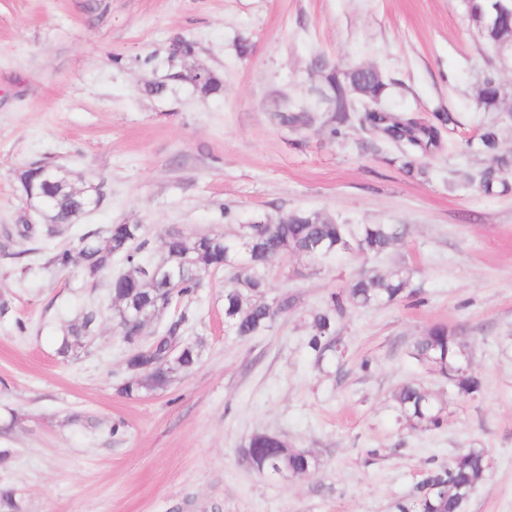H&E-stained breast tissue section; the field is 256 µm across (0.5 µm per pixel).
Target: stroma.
Segmentation results:
<instances>
[{
  "instance_id": "1",
  "label": "stroma",
  "mask_w": 512,
  "mask_h": 512,
  "mask_svg": "<svg viewBox=\"0 0 512 512\" xmlns=\"http://www.w3.org/2000/svg\"><path fill=\"white\" fill-rule=\"evenodd\" d=\"M178 36L221 95L146 93ZM319 57L377 68L381 110L456 113L427 174L406 175L396 147L365 131L339 141L271 120L278 106L320 115ZM490 72L512 97V52L484 42L465 0H0V448L12 451L0 488L22 512H397L430 469L479 448L490 467L467 512H512V192L478 194L468 177L485 158L466 146L488 118L477 90ZM37 160L104 198L33 256L15 235L29 210L17 174ZM297 209L405 235L376 256H283L263 271L266 297L293 307L247 339L225 326L218 272L186 331L199 365L167 389L121 394L128 347L109 286L122 264L90 283L80 263L49 264L51 248L139 224L155 259L168 230L230 235ZM398 266L412 296L347 309L323 355L307 347L310 310ZM88 309L90 346L60 357L58 337ZM436 323L458 331L476 393L411 357ZM408 382L445 405L440 428L401 416L394 394ZM261 432L316 466L258 476L244 450Z\"/></svg>"
}]
</instances>
